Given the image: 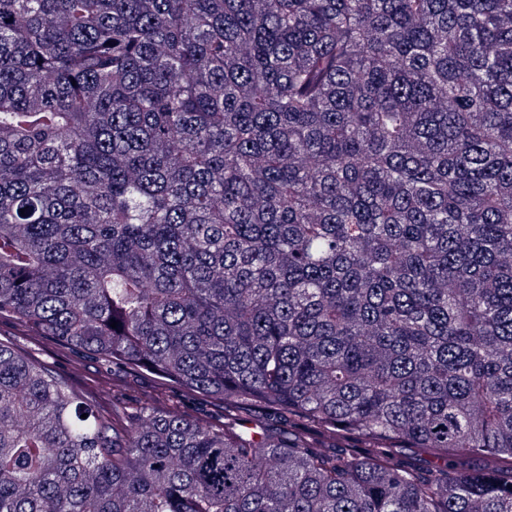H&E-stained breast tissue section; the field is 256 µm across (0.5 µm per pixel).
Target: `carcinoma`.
I'll list each match as a JSON object with an SVG mask.
<instances>
[{
  "instance_id": "cac0c4a2",
  "label": "carcinoma",
  "mask_w": 512,
  "mask_h": 512,
  "mask_svg": "<svg viewBox=\"0 0 512 512\" xmlns=\"http://www.w3.org/2000/svg\"><path fill=\"white\" fill-rule=\"evenodd\" d=\"M1 317L0 512H512V0H0ZM3 337H11L15 344L27 350L38 360L51 366L57 365L59 369L70 373L78 381L95 385L104 371V364L99 359L80 351L72 352L58 347L50 339L40 337L30 339L28 336ZM30 341L33 342L32 346L27 343ZM180 390L176 387L167 389L168 399L161 403L167 407L180 408L191 416H220L222 414V408L218 402L200 395L185 397Z\"/></svg>"
}]
</instances>
